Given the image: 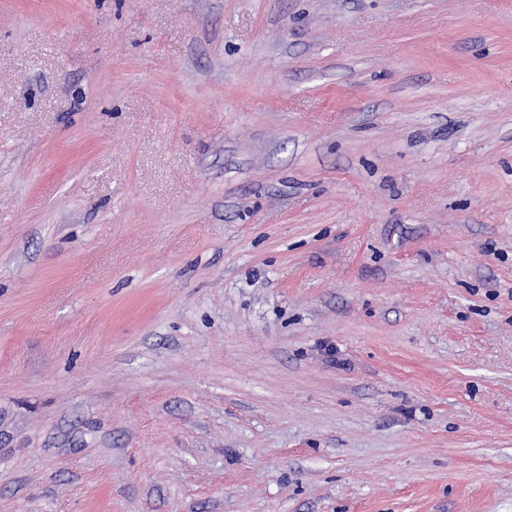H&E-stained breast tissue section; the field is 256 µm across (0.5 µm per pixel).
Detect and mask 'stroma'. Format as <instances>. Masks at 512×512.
<instances>
[{
	"label": "stroma",
	"instance_id": "obj_1",
	"mask_svg": "<svg viewBox=\"0 0 512 512\" xmlns=\"http://www.w3.org/2000/svg\"><path fill=\"white\" fill-rule=\"evenodd\" d=\"M0 512H512V0H0Z\"/></svg>",
	"mask_w": 512,
	"mask_h": 512
}]
</instances>
